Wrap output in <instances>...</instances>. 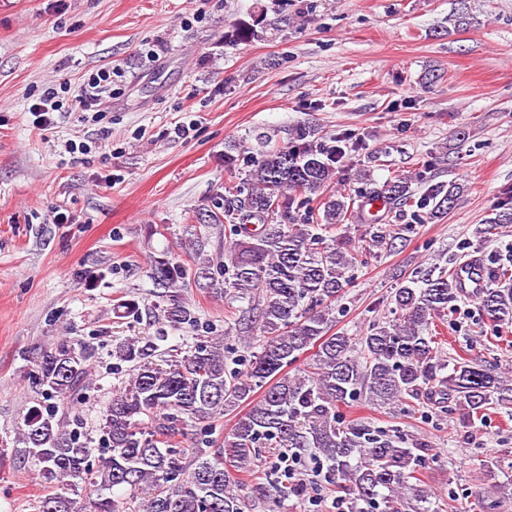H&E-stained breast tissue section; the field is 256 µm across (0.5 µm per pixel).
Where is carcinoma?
<instances>
[{
  "instance_id": "cac0c4a2",
  "label": "carcinoma",
  "mask_w": 512,
  "mask_h": 512,
  "mask_svg": "<svg viewBox=\"0 0 512 512\" xmlns=\"http://www.w3.org/2000/svg\"><path fill=\"white\" fill-rule=\"evenodd\" d=\"M267 33L264 9L224 33L237 46ZM345 138H325L300 125L282 144L261 149L238 182L224 186L216 209L192 221L203 227L188 240L198 260L199 288L221 277L219 294L256 303L258 314L235 319L237 333L262 337L249 369L229 368L224 337L209 336L168 356L156 355L164 330L143 342L131 339L114 355L133 365L122 392L102 412L103 446L80 439L83 422L73 403L91 381L90 352L63 340L45 351L35 374L49 407L32 406L18 428L21 455L37 462L56 490L41 497L38 512H243L239 488L264 497L268 476L259 470L261 449L281 462L308 450L328 464V479L352 489L351 512H409L406 493L427 500L422 479L430 456L422 442L413 447L347 422L338 408L356 400L385 407L426 395L442 410L461 409L468 421L487 423L493 404L512 401V385L475 360L446 363L433 334L434 319L455 311L465 296L461 270L426 274L394 289L388 320L378 319L358 338L334 326L333 304L350 280L344 271L362 263L338 233L355 220L372 225V246L390 245L380 216H364L355 199L334 187ZM247 146L224 144V167L232 169ZM458 183L439 182L415 197L410 178L376 184L366 198L388 209L427 210L430 219L452 211ZM224 225L233 235L217 259L205 257L208 229ZM512 224V208L493 212L480 233ZM159 279L175 287L185 279L179 263L159 262ZM496 322L512 323V251L497 257L486 285L473 294ZM190 311L172 299L161 323L178 328ZM314 350L310 361L296 366ZM261 395H256V392ZM221 444L199 438L179 448L188 427L210 422L242 404ZM82 481L89 493L82 505L69 496ZM118 489L119 495L111 494Z\"/></svg>"
}]
</instances>
